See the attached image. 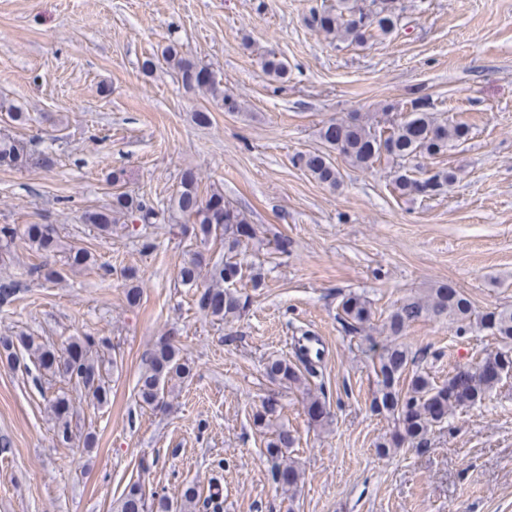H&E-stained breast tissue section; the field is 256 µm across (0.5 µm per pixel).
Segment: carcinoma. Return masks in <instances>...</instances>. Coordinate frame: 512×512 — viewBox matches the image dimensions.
<instances>
[{
  "label": "carcinoma",
  "instance_id": "1",
  "mask_svg": "<svg viewBox=\"0 0 512 512\" xmlns=\"http://www.w3.org/2000/svg\"><path fill=\"white\" fill-rule=\"evenodd\" d=\"M312 23L326 37L359 43L367 37L392 33L397 26V18L383 5L373 13L370 29L367 30L356 18L349 0H337L336 7L313 16ZM165 57L173 64L185 88L216 92L217 82L208 67L177 57L171 47L165 49ZM261 67L264 74L273 80L288 78V63L274 54L266 55ZM468 133L466 125L452 124L446 118L437 117L433 103L425 96H418L411 100L408 117L388 127L371 124L359 112L323 125L320 138L328 151L299 154L295 162L306 168L318 181L334 184L339 180V170L332 162L331 153L342 156L354 167L366 169L386 155L399 161L394 177L395 190L405 196L431 197L439 194L448 183L449 174L441 171L419 179L409 175L407 164L420 156H436L448 150V144L466 139ZM34 162L46 168L53 165L50 154H36L26 142L6 133L0 134V166L23 169ZM167 212L177 214L185 222L195 225V236L202 240L215 238L224 243L223 260L210 265L201 257L194 258L181 267L180 281L184 286L196 287L202 267H210V283L204 287L198 299L200 310L218 320L236 315L241 308L240 298L228 289V285L243 279L242 264L235 257L242 237L249 235L252 226L243 212L224 202L221 192L215 191L209 197L202 198L198 192V175L194 171L187 170L182 174L180 189L166 208L123 192L113 195L112 205L86 212L84 223L108 234L112 232V225L119 223L123 217L142 224H154ZM21 235L39 253L65 251L66 266L71 271L86 268L94 262V255L87 248L63 246L53 224H28L23 228L15 224H1V261L10 256L14 240ZM27 275L57 283L65 279L62 271L42 263L31 266ZM19 291L18 281L8 279L1 282L0 306L14 301ZM341 310L343 321L354 331L362 329L371 319L368 301L358 295L344 299ZM423 314L445 315L460 324L473 321L478 328L491 331L502 343L512 344V308L504 307L476 317L471 301L448 286L434 290L424 299L402 304L390 314L386 327L391 335L400 336L409 323ZM114 350L108 337L86 335L73 338L56 348L38 343L32 336H0L1 359L17 363L24 351L33 358L36 383L50 384L55 380L64 383L50 404L55 420V435L64 443L72 437L70 392L90 396L99 405L108 402L112 390L110 376L117 364V357L112 355ZM412 363L414 360L409 351L397 344L383 348L378 356L373 409L392 417L400 433V441L377 445L380 454L395 452L405 442L423 443L433 426L442 423L465 403L474 404L483 400L500 382L495 376L475 371L468 373L467 381L461 385L456 375L439 385L424 372L410 371ZM192 371L193 366L181 355L176 345L169 340L160 341L148 367L140 373L136 383L140 403L154 408L166 406L165 395L171 393L176 384L188 379ZM266 371L271 379L281 384L301 383L297 368L286 359L272 361ZM307 409L315 422H327L329 413L318 397H307ZM276 412L273 399H267L262 403L261 410L255 413L254 425L262 429L268 427ZM294 445L295 437L291 431L281 427L275 430L266 448L270 457L277 460L284 457L283 449ZM273 478L283 491L291 492L297 488L300 475L293 464L278 463ZM219 495L220 492L216 490L203 499L195 488L188 487L182 494L179 512H194L199 504L208 509ZM171 509L172 503L166 494L154 491L148 495L140 483L134 482L123 492L117 512H171Z\"/></svg>",
  "mask_w": 512,
  "mask_h": 512
}]
</instances>
